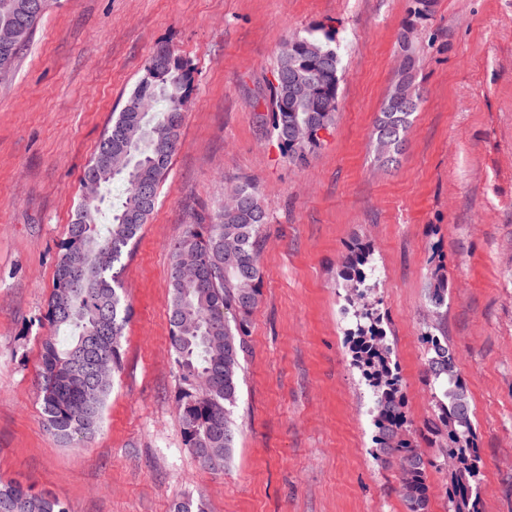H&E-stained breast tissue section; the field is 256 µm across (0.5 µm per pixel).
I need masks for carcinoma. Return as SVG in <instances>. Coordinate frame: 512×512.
<instances>
[{
  "instance_id": "cac0c4a2",
  "label": "carcinoma",
  "mask_w": 512,
  "mask_h": 512,
  "mask_svg": "<svg viewBox=\"0 0 512 512\" xmlns=\"http://www.w3.org/2000/svg\"><path fill=\"white\" fill-rule=\"evenodd\" d=\"M31 0H0V24L8 21L19 31L12 59L21 50L46 14L51 0H40L41 9L27 11ZM317 51L334 58L324 88L339 94L341 61L334 30L321 29L302 37ZM312 75V65L290 39L280 49L275 76L278 86H268L266 123L295 165L308 164L320 147L314 137L319 127L331 128L335 113L311 112L300 101L294 112L278 111L288 91V67ZM192 87V69L168 45H160L148 59L140 79L118 116L102 135L80 179L92 176L104 189L116 179L126 185L125 195L112 210L106 234L98 230L102 195L83 198L69 224L68 237L56 266L48 303V322L55 329L70 330L67 343L53 336L42 343L38 372V398L47 429L60 441L78 445L100 428L112 392L114 373L122 364L121 338L132 317L123 289L114 272L131 254L132 246L156 208L158 191L177 150ZM153 100L150 112L140 111V99ZM420 101L414 89L411 111L389 102L375 127L376 149L387 157L400 151L411 117ZM121 147L129 161L114 169L112 155ZM266 211L256 187L238 184L237 198L221 206L209 219L190 224L172 247L168 321L170 342L178 366L177 411L184 447L206 469L224 470L235 444L232 409L238 400L240 357L247 349L250 317L261 298L262 274L259 243ZM371 246L359 240L348 246L340 278L345 287L360 294L375 288L370 265ZM192 255L196 272L184 274L181 259ZM75 271L91 269L92 284L74 288L61 277V265ZM447 277L436 271L428 284V300L435 309L447 304ZM356 344L353 359L361 367L375 395V443L384 463L395 458L405 512H430L428 469L454 461L448 512H479L477 488L482 460L474 445V413L457 358L448 338L428 333L425 374L437 390L432 417L422 427H412L404 411L400 381L392 368L391 348L379 327L380 315L370 305L355 310ZM112 363V374L98 377L90 363L100 357ZM437 449L432 458L420 451V441ZM0 512H69L48 491L36 492L14 479L0 478ZM174 512H208L207 503L190 494Z\"/></svg>"
}]
</instances>
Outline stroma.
<instances>
[{
    "mask_svg": "<svg viewBox=\"0 0 512 512\" xmlns=\"http://www.w3.org/2000/svg\"><path fill=\"white\" fill-rule=\"evenodd\" d=\"M413 0H57L0 77V476L69 512H405L381 465L374 399L353 365L338 272L356 239L406 399L433 413L422 334L447 337L475 413L480 512H512V0H432L416 36L422 103L391 164L373 149ZM332 27L340 109L304 167L265 124L281 45ZM193 69L178 149L154 213L116 268L132 308L100 430L74 447L43 425L37 373L80 176L158 44ZM252 182L269 224L232 457L203 469L183 446L167 306L171 249ZM448 303L431 313L435 270Z\"/></svg>",
    "mask_w": 512,
    "mask_h": 512,
    "instance_id": "35a3bbf8",
    "label": "stroma"
}]
</instances>
